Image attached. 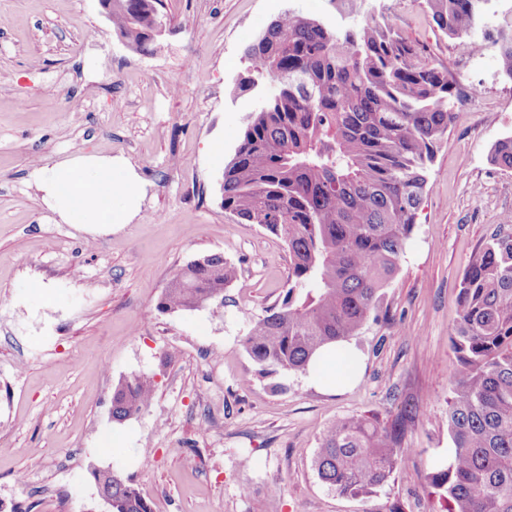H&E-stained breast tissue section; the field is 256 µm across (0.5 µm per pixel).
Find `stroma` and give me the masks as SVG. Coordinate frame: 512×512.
Masks as SVG:
<instances>
[{"label":"stroma","instance_id":"1","mask_svg":"<svg viewBox=\"0 0 512 512\" xmlns=\"http://www.w3.org/2000/svg\"><path fill=\"white\" fill-rule=\"evenodd\" d=\"M163 3L168 31L145 55L98 0H0V500L100 512L98 465L130 477L153 512H448L428 475L454 453L459 282L474 250L512 232V171L490 160L512 133V82L495 58L470 67L425 0H364L447 66L460 99L382 313L353 339L358 375L329 393L305 372L261 375L244 351L251 321L284 297L290 256L224 212L219 179L254 102L238 89L245 47L288 10L338 21L335 0ZM79 152L122 157L146 183L130 223L66 224L43 202L32 170ZM214 253L239 270L223 319L159 312L171 276ZM137 372L154 374V398L115 422L113 387ZM408 405L415 453L394 481L363 498L321 482L312 460L334 420L389 422ZM110 436L120 453L102 452Z\"/></svg>","mask_w":512,"mask_h":512}]
</instances>
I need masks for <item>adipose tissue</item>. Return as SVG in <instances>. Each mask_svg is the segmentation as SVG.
Listing matches in <instances>:
<instances>
[{"mask_svg":"<svg viewBox=\"0 0 512 512\" xmlns=\"http://www.w3.org/2000/svg\"><path fill=\"white\" fill-rule=\"evenodd\" d=\"M33 179L49 208L70 224L129 223L144 194L140 177L120 158L81 155L62 166H42ZM311 380L338 388L354 380L357 356L349 342L317 352L309 366Z\"/></svg>","mask_w":512,"mask_h":512,"instance_id":"adipose-tissue-1","label":"adipose tissue"}]
</instances>
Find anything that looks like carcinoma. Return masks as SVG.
Wrapping results in <instances>:
<instances>
[{
  "label": "carcinoma",
  "instance_id": "obj_1",
  "mask_svg": "<svg viewBox=\"0 0 512 512\" xmlns=\"http://www.w3.org/2000/svg\"><path fill=\"white\" fill-rule=\"evenodd\" d=\"M450 39L481 18L475 0H425ZM162 0H113L112 25L140 52L153 48ZM340 30L301 12L272 20L245 54L241 90L265 86L224 166V211L281 238L291 262L282 303L242 340L264 375L308 370L324 346L359 335L378 313L399 269L428 186L437 145L455 119L448 68L383 16L353 12ZM500 72L512 73V32L495 39ZM492 163L512 170V134ZM238 278L221 254L180 268L157 309L224 313V289ZM451 348L460 363L448 397L454 455L430 473L449 512H512V234H496L469 257L459 284ZM150 373L121 378L112 418L139 415L154 397ZM407 411L391 423L339 418L323 433L313 467L342 496L367 497L386 485L415 449L402 446ZM112 512H153L130 480L115 473Z\"/></svg>",
  "mask_w": 512,
  "mask_h": 512
}]
</instances>
